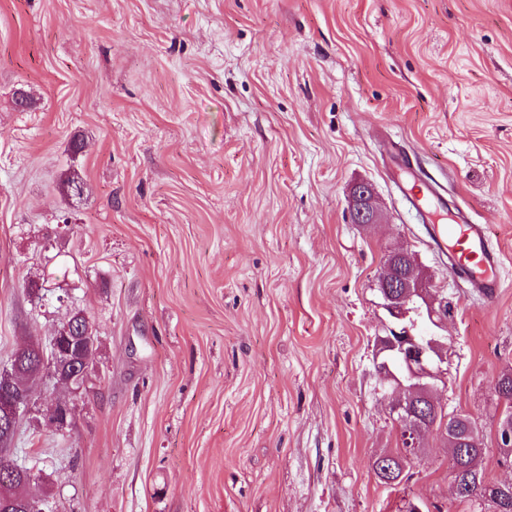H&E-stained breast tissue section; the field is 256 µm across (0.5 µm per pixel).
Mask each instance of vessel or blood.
<instances>
[{
	"label": "vessel or blood",
	"instance_id": "b4317fda",
	"mask_svg": "<svg viewBox=\"0 0 512 512\" xmlns=\"http://www.w3.org/2000/svg\"><path fill=\"white\" fill-rule=\"evenodd\" d=\"M396 176L406 187V201L417 212L427 215L433 226V242L447 245L455 274L467 280L477 293L496 296L503 286L502 262L490 245L487 225L470 223L462 212L449 214L442 197L416 172L406 155L398 157Z\"/></svg>",
	"mask_w": 512,
	"mask_h": 512
}]
</instances>
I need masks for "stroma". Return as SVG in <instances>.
<instances>
[{"label": "stroma", "instance_id": "35a3bbf8", "mask_svg": "<svg viewBox=\"0 0 512 512\" xmlns=\"http://www.w3.org/2000/svg\"><path fill=\"white\" fill-rule=\"evenodd\" d=\"M395 142L487 225L494 299L431 245ZM358 182L380 224L353 223ZM390 247L449 306L441 407L512 481V0H0V368L73 311L97 339L0 453L53 512H492L455 500L438 434L400 484L372 469L399 446L373 365Z\"/></svg>", "mask_w": 512, "mask_h": 512}]
</instances>
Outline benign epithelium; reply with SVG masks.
Listing matches in <instances>:
<instances>
[{
    "mask_svg": "<svg viewBox=\"0 0 512 512\" xmlns=\"http://www.w3.org/2000/svg\"><path fill=\"white\" fill-rule=\"evenodd\" d=\"M354 223L371 226L379 223L372 186L365 182L355 184L349 195ZM393 255L403 257L407 270L398 275L386 268L378 286L384 299V309L393 326L392 334L378 338L374 355V369L379 390L391 399L389 415L402 429L405 447H419L420 430L415 424L421 415L423 401L439 390L448 362V353L434 336L414 333L417 320L413 315H427L428 320L439 326L445 320L437 308V295L430 288L426 271L405 250H393ZM19 366L17 357H12L10 367L0 370V378L7 376L18 382L0 391V430H11L17 419L31 405L32 396L21 383L24 378L15 374ZM49 421L58 428L68 425L71 407L67 403L49 410Z\"/></svg>",
    "mask_w": 512,
    "mask_h": 512,
    "instance_id": "obj_1",
    "label": "benign epithelium"
}]
</instances>
